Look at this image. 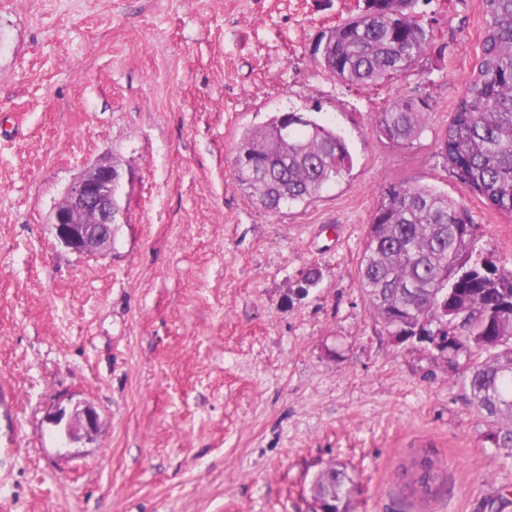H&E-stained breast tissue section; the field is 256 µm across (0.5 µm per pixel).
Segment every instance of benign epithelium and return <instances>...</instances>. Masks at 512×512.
I'll use <instances>...</instances> for the list:
<instances>
[{"mask_svg":"<svg viewBox=\"0 0 512 512\" xmlns=\"http://www.w3.org/2000/svg\"><path fill=\"white\" fill-rule=\"evenodd\" d=\"M122 175L116 166L96 163L67 187L55 208L52 227L55 238L70 251L94 256L112 249L123 211L119 204ZM51 423L64 428L66 437H90L99 428L100 416L89 405L57 408Z\"/></svg>","mask_w":512,"mask_h":512,"instance_id":"obj_1","label":"benign epithelium"}]
</instances>
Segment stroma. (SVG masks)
<instances>
[{
    "mask_svg": "<svg viewBox=\"0 0 512 512\" xmlns=\"http://www.w3.org/2000/svg\"><path fill=\"white\" fill-rule=\"evenodd\" d=\"M360 0H0V512H310L330 462L353 512H512V448L452 366L383 334L358 287L387 188L463 204L512 268V215L444 168L440 140L477 70L482 0H430L434 41L377 87L317 68V37ZM425 100L426 132L376 115ZM297 111L336 129L349 176L271 212L248 200L242 132ZM117 165L124 222L81 256L50 219L91 163ZM321 280L296 283L309 267ZM94 405L67 442L56 407ZM431 460L425 502L404 469ZM429 105L425 100L400 98L378 112L377 127L390 141L408 145L422 136L428 128Z\"/></svg>",
    "mask_w": 512,
    "mask_h": 512,
    "instance_id": "35a3bbf8",
    "label": "stroma"
}]
</instances>
